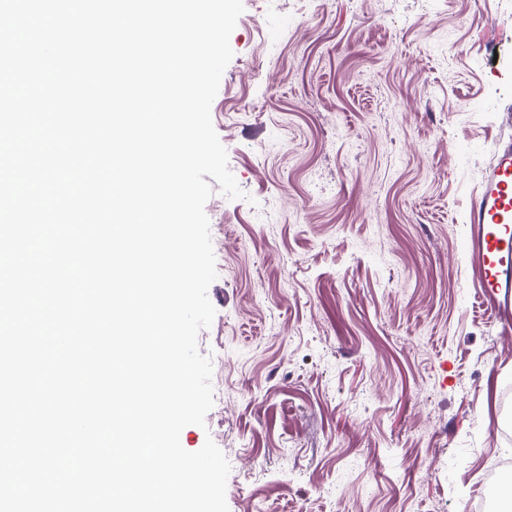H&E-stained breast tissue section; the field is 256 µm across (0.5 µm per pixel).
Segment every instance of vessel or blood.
Wrapping results in <instances>:
<instances>
[{"label":"vessel or blood","mask_w":512,"mask_h":512,"mask_svg":"<svg viewBox=\"0 0 512 512\" xmlns=\"http://www.w3.org/2000/svg\"><path fill=\"white\" fill-rule=\"evenodd\" d=\"M468 247L486 304L512 323V144L497 150L469 206Z\"/></svg>","instance_id":"obj_1"}]
</instances>
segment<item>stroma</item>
<instances>
[{"instance_id": "1", "label": "stroma", "mask_w": 512, "mask_h": 512, "mask_svg": "<svg viewBox=\"0 0 512 512\" xmlns=\"http://www.w3.org/2000/svg\"><path fill=\"white\" fill-rule=\"evenodd\" d=\"M211 117L198 334L229 512H470L512 455V332L467 205L512 141V0H243Z\"/></svg>"}]
</instances>
